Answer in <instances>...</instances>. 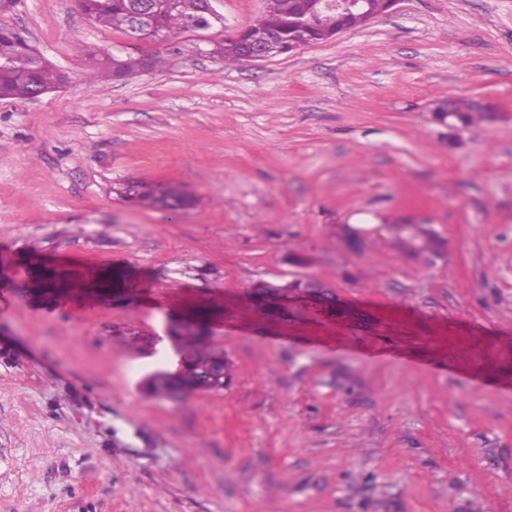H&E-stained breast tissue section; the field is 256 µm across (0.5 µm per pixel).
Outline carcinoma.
I'll list each match as a JSON object with an SVG mask.
<instances>
[{"label":"carcinoma","mask_w":512,"mask_h":512,"mask_svg":"<svg viewBox=\"0 0 512 512\" xmlns=\"http://www.w3.org/2000/svg\"><path fill=\"white\" fill-rule=\"evenodd\" d=\"M315 4L316 0H266L265 11L252 24L234 37L209 42L208 50L213 58L227 66L242 65L249 62L245 46L258 33H274L279 52L285 54L300 34L311 43L325 42L332 39L336 30L353 28L365 22L364 15L358 12L333 11L325 14L318 24L300 29L299 24L313 13ZM77 6L92 24L131 35L133 5L130 0H77ZM203 9V0H157L153 3L148 26L157 33L182 35L197 32L199 28L195 23L202 16ZM196 44L195 40L188 43L180 41L175 48H168L163 54H107L99 59L101 78L121 81L141 72L162 68L170 62L173 54L191 52ZM67 81L68 75L49 65L23 37L9 28L0 27V99L25 100L35 88L50 91ZM434 111L443 120L448 112L452 119L464 126L490 118L489 110L478 108L465 99L440 103ZM113 192L127 200L171 210L187 209L195 202V198L179 185L142 179H126ZM167 335L181 366L175 370L157 369L149 374L145 386L151 395L184 398L197 392L224 390L230 364L224 349L217 347L204 329L172 322ZM127 345L147 355L149 348L155 346V339L132 332Z\"/></svg>","instance_id":"cac0c4a2"}]
</instances>
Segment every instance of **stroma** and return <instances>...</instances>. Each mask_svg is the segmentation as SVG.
Masks as SVG:
<instances>
[{
    "mask_svg": "<svg viewBox=\"0 0 512 512\" xmlns=\"http://www.w3.org/2000/svg\"><path fill=\"white\" fill-rule=\"evenodd\" d=\"M214 6L209 38L265 0ZM0 26L70 76L0 100V512H512V0H400L259 63L111 83L75 45L127 37L76 0ZM456 98L495 119L435 120ZM126 178L197 202L124 200ZM34 265L71 288L19 296ZM91 270L126 285L85 296ZM300 276L328 301L254 290ZM199 315L229 383L147 394L175 350L120 330Z\"/></svg>",
    "mask_w": 512,
    "mask_h": 512,
    "instance_id": "35a3bbf8",
    "label": "stroma"
}]
</instances>
